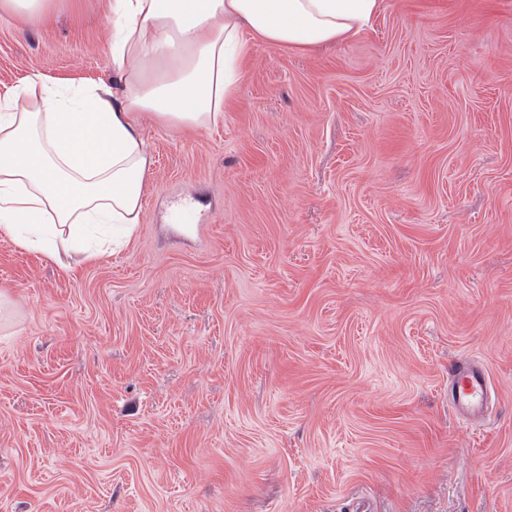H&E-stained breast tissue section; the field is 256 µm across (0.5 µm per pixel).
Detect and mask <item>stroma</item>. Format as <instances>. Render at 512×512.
I'll return each instance as SVG.
<instances>
[{
  "label": "stroma",
  "mask_w": 512,
  "mask_h": 512,
  "mask_svg": "<svg viewBox=\"0 0 512 512\" xmlns=\"http://www.w3.org/2000/svg\"><path fill=\"white\" fill-rule=\"evenodd\" d=\"M108 16L0 18V91L111 83ZM240 69L216 126L143 117L119 250L0 238V512H512V0H384ZM489 391V375L478 363H456L448 369V402L463 419L482 413Z\"/></svg>",
  "instance_id": "35a3bbf8"
}]
</instances>
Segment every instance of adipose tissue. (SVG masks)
Returning a JSON list of instances; mask_svg holds the SVG:
<instances>
[{
	"instance_id": "obj_1",
	"label": "adipose tissue",
	"mask_w": 512,
	"mask_h": 512,
	"mask_svg": "<svg viewBox=\"0 0 512 512\" xmlns=\"http://www.w3.org/2000/svg\"><path fill=\"white\" fill-rule=\"evenodd\" d=\"M382 0H110L113 85L36 75L0 94V236L56 258L141 221L152 158L141 117L206 129L224 118L254 43L312 49L372 27Z\"/></svg>"
}]
</instances>
